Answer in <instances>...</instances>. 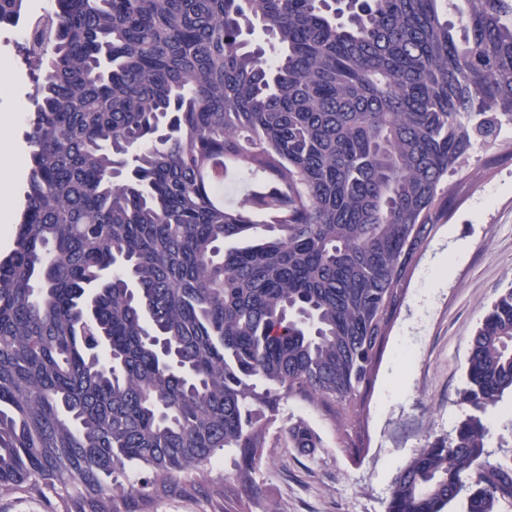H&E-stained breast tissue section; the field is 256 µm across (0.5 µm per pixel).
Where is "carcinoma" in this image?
<instances>
[{
  "label": "carcinoma",
  "mask_w": 512,
  "mask_h": 512,
  "mask_svg": "<svg viewBox=\"0 0 512 512\" xmlns=\"http://www.w3.org/2000/svg\"><path fill=\"white\" fill-rule=\"evenodd\" d=\"M25 0H0V24ZM26 206L0 260V497L150 512L219 452L250 512L281 404L361 456L406 286L476 145L512 126V0H53ZM235 173L244 198L224 201ZM512 287L471 341L452 434L386 512H498ZM288 443L320 440L291 424ZM129 467L140 478L112 484ZM493 417L495 419V430L488 441V446L492 450H495L497 454L500 444L499 434L503 432L502 429L504 426H510V420L512 418V400L505 398L494 412Z\"/></svg>",
  "instance_id": "carcinoma-1"
}]
</instances>
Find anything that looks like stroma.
I'll return each mask as SVG.
<instances>
[{"mask_svg": "<svg viewBox=\"0 0 512 512\" xmlns=\"http://www.w3.org/2000/svg\"><path fill=\"white\" fill-rule=\"evenodd\" d=\"M22 32L0 27V68L11 74L0 82V141L25 157L29 127L16 114L34 112L36 82L19 49ZM488 157L473 151L462 195L412 272L368 399L366 452L352 458L331 414L290 398L271 430L251 512H386L398 471L452 432L466 410L459 393L471 340L491 302L512 286V159L491 167ZM291 423L311 428L320 447H289L282 430Z\"/></svg>", "mask_w": 512, "mask_h": 512, "instance_id": "stroma-1", "label": "stroma"}]
</instances>
